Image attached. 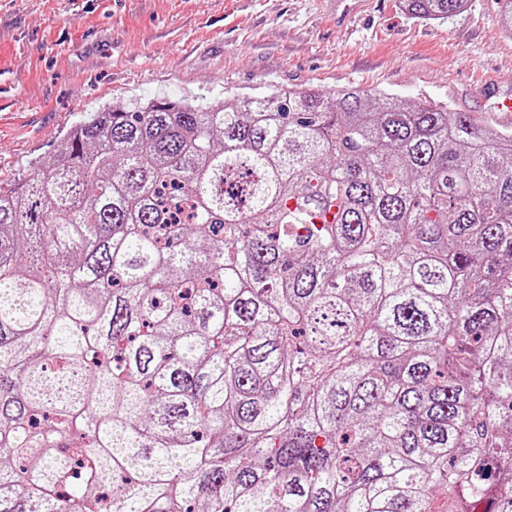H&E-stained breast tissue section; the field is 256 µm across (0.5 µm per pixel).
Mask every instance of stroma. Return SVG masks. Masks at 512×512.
Here are the masks:
<instances>
[{
    "instance_id": "1",
    "label": "stroma",
    "mask_w": 512,
    "mask_h": 512,
    "mask_svg": "<svg viewBox=\"0 0 512 512\" xmlns=\"http://www.w3.org/2000/svg\"><path fill=\"white\" fill-rule=\"evenodd\" d=\"M495 0L422 23L397 0L336 21L325 0H0V188L59 159L87 113L153 99L212 104L275 86L383 91L488 119L512 97Z\"/></svg>"
}]
</instances>
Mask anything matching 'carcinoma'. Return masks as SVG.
<instances>
[{"mask_svg": "<svg viewBox=\"0 0 512 512\" xmlns=\"http://www.w3.org/2000/svg\"><path fill=\"white\" fill-rule=\"evenodd\" d=\"M62 154L0 189V512H512L511 132L276 87Z\"/></svg>", "mask_w": 512, "mask_h": 512, "instance_id": "1", "label": "carcinoma"}]
</instances>
